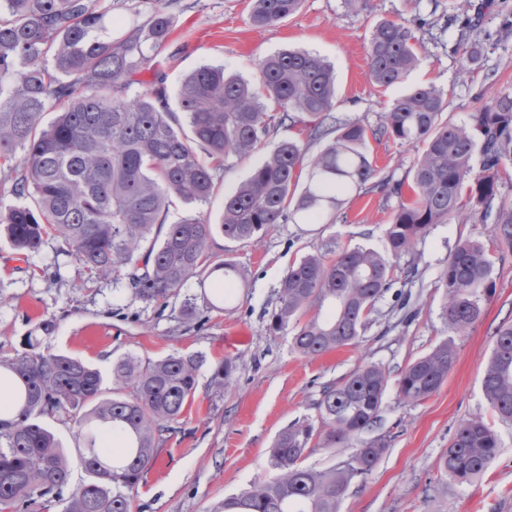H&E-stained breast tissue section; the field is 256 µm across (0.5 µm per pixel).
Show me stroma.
I'll return each mask as SVG.
<instances>
[{
	"label": "stroma",
	"mask_w": 512,
	"mask_h": 512,
	"mask_svg": "<svg viewBox=\"0 0 512 512\" xmlns=\"http://www.w3.org/2000/svg\"><path fill=\"white\" fill-rule=\"evenodd\" d=\"M452 2L370 0L357 14L344 0H302L293 16L257 29L249 22L250 0H181L170 39L183 50L174 60L168 51H159L153 70L166 73L172 93L185 75L203 65H220L254 82L265 57L306 49L334 68L338 121L376 125L406 88L432 84L447 97L444 119L469 126L493 98L512 92V0H495L485 15L481 58L467 68L454 49L457 30L446 22ZM419 17L430 25L419 34L418 66L406 83L386 89L373 85L366 48L375 24ZM369 150L379 177L401 183L400 195L350 193L335 223L275 224L246 244L214 236L210 251L215 259L236 264L246 280L236 283L234 304L210 312L200 329L182 323L178 311L185 299L204 300L211 283L190 279L167 308L147 307L111 279L84 274L59 238L46 237L25 257L0 238V349H22L26 336L48 319L56 325L46 341L51 350L105 374L126 354L157 360L197 352L205 359L190 410L174 432L165 434L155 463L132 491L133 512H222L226 497L247 491L256 479L275 477L268 460L271 444L290 423L316 418L323 386L374 363L399 374L450 336L441 317L440 272L458 240L491 242L489 225H434L417 245L418 275L407 286L412 318L404 319L391 298H384L375 322L355 346L303 357L292 350L290 333L266 330L279 283L295 259L357 244L383 249L385 224L398 203L412 197L411 169L422 148L381 139L370 141ZM493 276L495 293L484 303L480 320L454 338L456 359L440 389L422 402L402 405L395 387H388L373 430L387 437L388 446L371 473L350 487L340 512H512V423L493 413L482 392L493 332L512 315V255L496 261ZM227 357L235 358L236 369L230 386L219 391L211 375ZM472 416L493 425L501 448L482 478L461 485L444 475L440 460L460 422Z\"/></svg>",
	"instance_id": "obj_1"
}]
</instances>
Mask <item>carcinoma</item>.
<instances>
[{"instance_id":"obj_1","label":"carcinoma","mask_w":512,"mask_h":512,"mask_svg":"<svg viewBox=\"0 0 512 512\" xmlns=\"http://www.w3.org/2000/svg\"><path fill=\"white\" fill-rule=\"evenodd\" d=\"M101 0H0V167L13 173L0 193L18 203L0 206V233L26 255L44 237L62 238L90 277L112 278L135 301L163 307L193 277L215 276L206 309L224 310L231 284L244 278L227 261L215 262L216 234L248 243L281 221L333 220L342 196L369 191L376 165L369 141L423 144L412 169L416 197L400 204L386 225L385 252L362 245L333 259L313 251L288 267L277 290L268 330L300 324L292 349L312 357L355 345L398 281L408 284L417 264L402 259L432 226L461 218L468 195L473 219L490 225L500 256L512 252V199L499 192L501 173L512 165V92L494 98L470 127L442 120L443 91L415 85L381 113L375 126L336 122V77L321 56L288 49L259 63V84L222 66L187 74L171 107L166 76L128 97L135 76L151 68L173 27L178 0H156L148 16L124 37L112 38V8ZM301 0H251L249 21L268 27L295 14ZM486 0H456L447 22L458 28L455 50L466 64L478 60L477 35ZM400 20H381L367 46L372 83L388 88L405 80L419 62L422 42ZM55 118L42 123L49 105ZM185 115L181 124L175 112ZM303 126L308 143L326 141L307 157V143L280 140L237 189L224 197L222 222L202 212L167 223L172 198L186 205L209 202L233 161L251 157L278 128ZM494 260L479 239L455 246L439 276L448 331L462 336L476 324L494 288ZM180 319L202 327L208 316L184 302ZM55 329L45 321L27 336L24 350L0 352V384L9 400L0 409V512H28L39 503L61 512H133L131 491L154 462L164 435L175 429L195 399L197 354L173 353L142 361L127 354L112 362L110 379L92 365L41 349ZM482 379L488 404L512 422V320L501 322ZM455 360L446 338L409 362L397 379V398L417 404L437 392ZM236 369L224 359L214 385L224 389ZM385 368L371 364L323 388L317 420L295 421L269 448L277 471L239 495L223 512H340L352 483L365 478L387 448L384 436L362 442L336 466L303 465L318 447H345L374 428L388 388ZM75 429L82 440L85 478L70 487L68 449L46 425ZM500 438L480 416L463 420L441 467L451 480L469 484L488 470Z\"/></svg>"}]
</instances>
